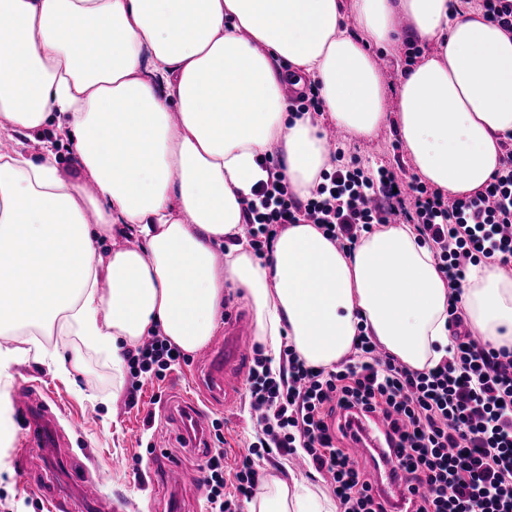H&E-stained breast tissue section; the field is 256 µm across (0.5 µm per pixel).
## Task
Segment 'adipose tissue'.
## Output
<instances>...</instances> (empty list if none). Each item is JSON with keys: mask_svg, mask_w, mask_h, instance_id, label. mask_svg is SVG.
Here are the masks:
<instances>
[{"mask_svg": "<svg viewBox=\"0 0 512 512\" xmlns=\"http://www.w3.org/2000/svg\"><path fill=\"white\" fill-rule=\"evenodd\" d=\"M407 40L439 49L399 75L400 136L424 180L471 194L512 137V33L478 0H0V118L14 134L57 133L38 161L0 148V330L50 326L120 377L122 346L149 333L203 348L233 285L272 357L287 339L328 368L363 329L405 365L434 366L451 290L413 225L347 253L293 224L264 259L240 237L265 156L283 149L303 199L331 162L319 123L287 108L286 70L318 85L331 123L367 136L388 94L370 49ZM62 138L81 177L59 171ZM461 298L470 326L512 349V269L473 267ZM336 509L300 475L249 504Z\"/></svg>", "mask_w": 512, "mask_h": 512, "instance_id": "obj_1", "label": "adipose tissue"}]
</instances>
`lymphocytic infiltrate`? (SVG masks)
<instances>
[{
    "mask_svg": "<svg viewBox=\"0 0 512 512\" xmlns=\"http://www.w3.org/2000/svg\"><path fill=\"white\" fill-rule=\"evenodd\" d=\"M321 178L302 200L270 168L246 208L254 252L293 224L320 225L346 250L373 225H415L454 292L451 344L434 367L422 370L380 351L363 333L330 368L306 366L287 347L274 370L255 346L246 384L262 436L236 468L233 499L224 496L222 457H208L202 485L211 512H236L234 501L255 495L264 477L255 463L261 451L305 458L309 469L329 478L341 512H387L373 481L342 448L354 438L347 417L355 412L379 417L390 429L413 479L409 512H512V350L474 338L459 296L470 267L512 266V146L483 188L454 199L418 176L403 181L387 168L369 176L342 166ZM180 356L157 332L127 353L135 377L162 376Z\"/></svg>",
    "mask_w": 512,
    "mask_h": 512,
    "instance_id": "1",
    "label": "lymphocytic infiltrate"
}]
</instances>
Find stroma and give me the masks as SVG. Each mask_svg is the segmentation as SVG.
<instances>
[{
	"mask_svg": "<svg viewBox=\"0 0 512 512\" xmlns=\"http://www.w3.org/2000/svg\"><path fill=\"white\" fill-rule=\"evenodd\" d=\"M344 160L369 172L386 167L399 175L414 174L413 163L394 122H387L369 138L347 136ZM65 354L79 365L70 374H58L35 353H23L19 335H0V349H18L9 370V392L29 388L33 398L48 403L59 422V432L74 454L66 464L50 463L39 451L27 450L25 460L17 451L25 438V413L12 409L10 440L0 448L8 468L0 472V512H48L47 498H54L61 512H89L91 502L111 500L114 512H210L206 492L196 480L205 459L184 447L171 414L182 392L203 398L196 375L203 368L201 352L185 354L180 365L165 378L142 376L136 406H129L130 378L115 379L109 361L80 347L72 336L58 337ZM212 419L219 425L217 449L224 454L226 483H233L236 461L256 440L249 398L240 394L234 414L214 406ZM168 435L166 447L153 445L155 432ZM182 465L188 474L177 489L158 492L156 477L167 462Z\"/></svg>",
	"mask_w": 512,
	"mask_h": 512,
	"instance_id": "stroma-1",
	"label": "stroma"
}]
</instances>
